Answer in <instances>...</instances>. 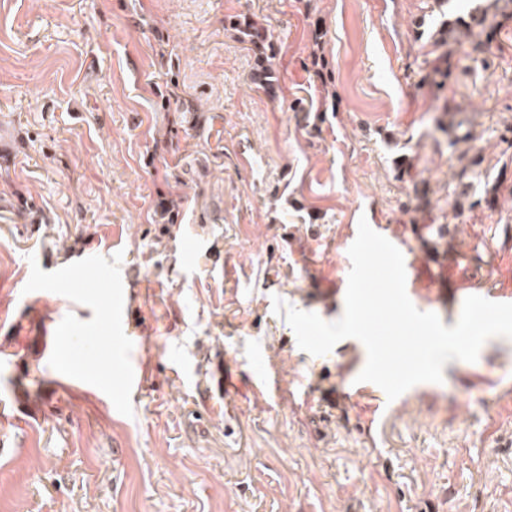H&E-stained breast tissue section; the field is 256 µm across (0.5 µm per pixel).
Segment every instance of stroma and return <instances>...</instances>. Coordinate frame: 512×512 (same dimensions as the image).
<instances>
[{
    "label": "stroma",
    "instance_id": "1",
    "mask_svg": "<svg viewBox=\"0 0 512 512\" xmlns=\"http://www.w3.org/2000/svg\"><path fill=\"white\" fill-rule=\"evenodd\" d=\"M363 218L445 326L461 284L512 295V0H0V512H512V338L348 400L363 343L310 355L274 311L343 315ZM115 292L112 396L84 331ZM240 34L243 41L249 42L253 45L254 50L257 54V75L258 79L264 80L267 82H272L273 76L268 71L265 61L268 58L265 54V46L264 42L266 40V28L265 26H258L256 22L251 21L250 19H245L244 22L236 25V28Z\"/></svg>",
    "mask_w": 512,
    "mask_h": 512
}]
</instances>
